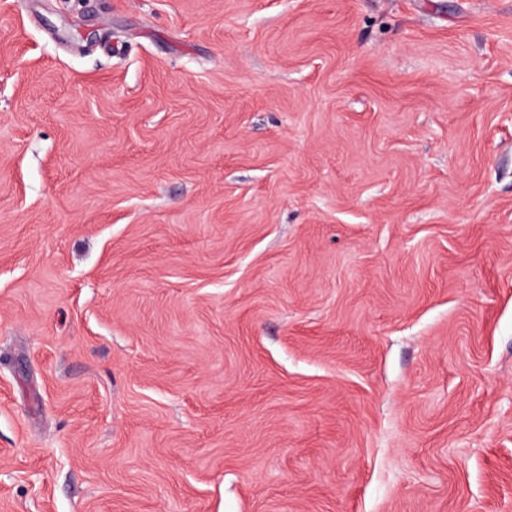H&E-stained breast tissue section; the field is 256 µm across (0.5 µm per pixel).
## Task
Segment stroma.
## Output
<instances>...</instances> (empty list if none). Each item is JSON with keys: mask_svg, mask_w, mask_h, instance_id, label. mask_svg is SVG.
Listing matches in <instances>:
<instances>
[{"mask_svg": "<svg viewBox=\"0 0 512 512\" xmlns=\"http://www.w3.org/2000/svg\"><path fill=\"white\" fill-rule=\"evenodd\" d=\"M0 512H512V0H0Z\"/></svg>", "mask_w": 512, "mask_h": 512, "instance_id": "1", "label": "stroma"}]
</instances>
